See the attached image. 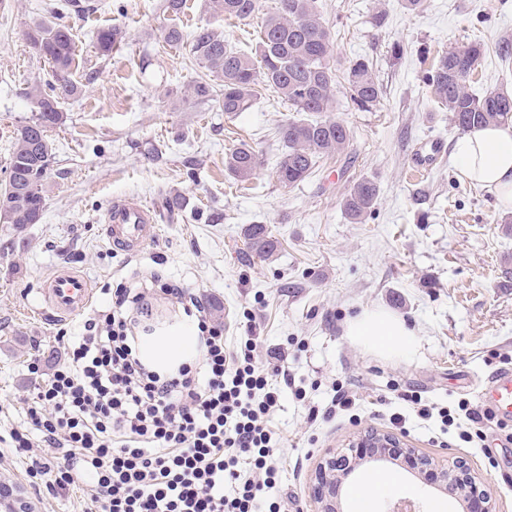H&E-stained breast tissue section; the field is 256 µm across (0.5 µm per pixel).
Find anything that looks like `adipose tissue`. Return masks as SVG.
I'll return each instance as SVG.
<instances>
[{"label": "adipose tissue", "mask_w": 512, "mask_h": 512, "mask_svg": "<svg viewBox=\"0 0 512 512\" xmlns=\"http://www.w3.org/2000/svg\"><path fill=\"white\" fill-rule=\"evenodd\" d=\"M454 157L460 172L492 192L499 207L512 208V124L491 125L463 135ZM348 333L381 355L413 351L416 333L406 321L387 310L363 312L348 325Z\"/></svg>", "instance_id": "adipose-tissue-1"}]
</instances>
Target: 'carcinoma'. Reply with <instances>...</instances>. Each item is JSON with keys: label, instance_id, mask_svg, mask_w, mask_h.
<instances>
[{"label": "carcinoma", "instance_id": "obj_1", "mask_svg": "<svg viewBox=\"0 0 512 512\" xmlns=\"http://www.w3.org/2000/svg\"><path fill=\"white\" fill-rule=\"evenodd\" d=\"M216 12L241 21L259 12L260 0H211ZM34 53L47 61L54 81L34 85L27 92L33 115L16 130L5 187L0 191V222L22 228L41 221L51 144L48 132L66 121L62 104L77 92L70 79L75 57L71 29L56 22H36L25 32ZM126 31L112 26L98 31L96 49L103 56L122 45ZM189 52L205 68L189 87V96L199 102H217L220 110L233 116L248 110L261 91L269 90L296 112L317 114L314 120L287 122L279 129L284 151L276 164L277 181L284 187L302 183L318 159L343 151L350 129L342 121L320 114L332 108L338 82L333 58L332 35L321 21L317 0H279L259 31L255 55L237 51L224 34L204 25L188 43ZM483 58L482 43L474 41L452 47L428 70L424 83L461 132L490 124L512 121V92L504 89L473 93L469 80ZM352 101L361 111L377 108L382 88L369 63L357 59L343 71ZM259 161L254 149L241 143L226 157L227 169L238 179L251 178ZM379 197L377 183L368 178L353 183L343 199V210L360 224L374 210ZM251 248L265 258L278 250V239L264 224H251L244 231Z\"/></svg>", "mask_w": 512, "mask_h": 512}]
</instances>
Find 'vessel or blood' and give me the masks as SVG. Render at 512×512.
I'll return each mask as SVG.
<instances>
[{
	"label": "vessel or blood",
	"mask_w": 512,
	"mask_h": 512,
	"mask_svg": "<svg viewBox=\"0 0 512 512\" xmlns=\"http://www.w3.org/2000/svg\"><path fill=\"white\" fill-rule=\"evenodd\" d=\"M156 218L149 205L128 199L113 200L103 217V232L111 246L131 255L140 254L156 235ZM46 305L62 317L75 316L88 308L93 292L85 277L61 268L42 284ZM483 398L499 420L512 422V370L499 372Z\"/></svg>",
	"instance_id": "b4317fda"
}]
</instances>
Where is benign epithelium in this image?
Returning a JSON list of instances; mask_svg holds the SVG:
<instances>
[{"label": "benign epithelium", "instance_id": "1", "mask_svg": "<svg viewBox=\"0 0 512 512\" xmlns=\"http://www.w3.org/2000/svg\"><path fill=\"white\" fill-rule=\"evenodd\" d=\"M369 446L372 451L352 463H346L347 455L330 449L318 462L314 473L313 494L319 504V512H341L337 499L338 490L344 479L363 466H379L384 463L396 464L404 460L413 466L420 476L431 474L435 481L454 486L466 496L465 512H491V498L487 489L479 486L466 463L456 461L449 466L437 467L435 461L420 455L414 448L404 447L399 438L387 432L368 430L352 440L351 448ZM0 504L6 505V512H25L28 505L14 494L8 485H0Z\"/></svg>", "mask_w": 512, "mask_h": 512}]
</instances>
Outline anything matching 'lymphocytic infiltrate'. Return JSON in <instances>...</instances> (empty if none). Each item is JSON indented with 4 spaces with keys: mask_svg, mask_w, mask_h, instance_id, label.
Listing matches in <instances>:
<instances>
[{
    "mask_svg": "<svg viewBox=\"0 0 512 512\" xmlns=\"http://www.w3.org/2000/svg\"><path fill=\"white\" fill-rule=\"evenodd\" d=\"M147 283L105 288L108 301L70 336L59 332L66 359L26 401L22 422L0 442L30 456L27 475L49 491L85 487L88 512H283L270 427L287 366L257 363L255 337L226 347L197 294L176 283L157 290L175 299L200 340L197 358L159 369L140 354L148 316ZM420 418L458 429L461 442L484 437L490 412L459 401L456 410L404 396ZM44 456L34 455L37 447Z\"/></svg>",
    "mask_w": 512,
    "mask_h": 512,
    "instance_id": "obj_1",
    "label": "lymphocytic infiltrate"
}]
</instances>
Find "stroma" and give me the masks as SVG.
Listing matches in <instances>:
<instances>
[{
	"label": "stroma",
	"instance_id": "35a3bbf8",
	"mask_svg": "<svg viewBox=\"0 0 512 512\" xmlns=\"http://www.w3.org/2000/svg\"><path fill=\"white\" fill-rule=\"evenodd\" d=\"M53 0H8L0 7V187L17 127L32 115L31 85L51 77L49 65L28 44L33 22L51 19ZM62 16L74 35L71 78L77 95L63 105L65 123L49 138L52 154L40 223L18 229L0 223V420H19L35 375L36 355L52 371L62 357L59 330L74 331L81 316L57 320L35 314L43 281L60 266L84 274L101 305L102 288L136 272H158L217 306L215 323L226 345L257 338L262 364L286 358L296 386L325 405L334 384L352 383L360 400L353 418L310 420L292 393H284L272 426L281 437L279 493L285 512H317L311 480L325 451L342 448L367 428L392 430L390 416L406 412L409 390L456 407L482 409L481 383L512 358V228L495 196L462 177L453 157L460 137L423 83L442 51L474 40L485 46L470 88L512 91V60L499 48L512 43V0H424L413 13L404 0H318L334 37L338 68L368 60L383 88L380 107L362 112L345 83L334 91L332 119L344 121L351 140L344 153L321 158L299 186L282 187L273 163L282 152L279 127L306 120L281 99L260 97L229 117L217 103L187 97L199 69L187 46L164 44L162 30L176 22L184 33L208 25L223 31L238 50H255L265 14L278 0H261L247 21L224 17L207 0H186L170 19L164 0H80ZM385 11L383 29L371 25ZM127 30L124 45L99 55L98 30ZM259 158L252 179L239 182L224 158L239 142ZM438 141L430 170L415 169V147ZM377 182V204L364 223H350L342 200L361 178ZM179 190L188 200L169 214L162 199ZM117 198H137L157 214L155 240L137 256L115 250L102 218ZM263 224L281 246L269 260L249 248L244 230ZM385 308L404 318L418 340L404 356H382L347 334L349 322ZM400 438L440 461H465L486 485L493 512H512V444L495 445L497 428L481 448H463L453 435L412 418ZM28 459L0 443V483L19 489L36 512H85L86 494L59 496L31 485ZM372 512H387L397 499L420 512H462L453 491L424 483L392 467Z\"/></svg>",
	"mask_w": 512,
	"mask_h": 512
}]
</instances>
